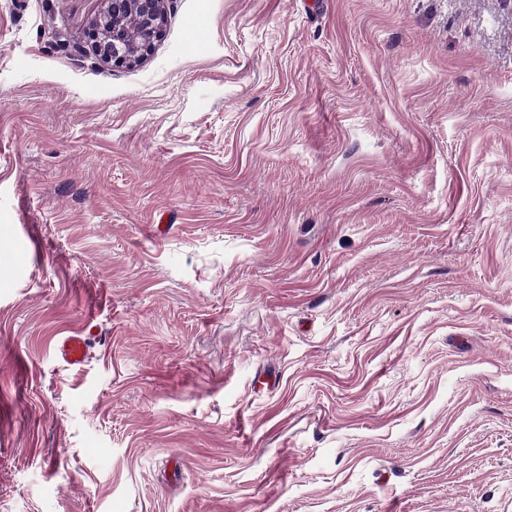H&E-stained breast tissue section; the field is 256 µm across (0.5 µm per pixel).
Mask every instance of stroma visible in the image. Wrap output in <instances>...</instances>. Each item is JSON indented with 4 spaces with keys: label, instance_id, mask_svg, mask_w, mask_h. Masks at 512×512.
<instances>
[{
    "label": "stroma",
    "instance_id": "35a3bbf8",
    "mask_svg": "<svg viewBox=\"0 0 512 512\" xmlns=\"http://www.w3.org/2000/svg\"><path fill=\"white\" fill-rule=\"evenodd\" d=\"M99 8L0 0V512H512V0ZM85 35L92 53L114 68L142 63L163 38L166 0H101ZM118 18L117 24L113 19ZM95 338L96 336H93L91 332L63 336L57 340L55 352L68 366H82L88 359L91 344Z\"/></svg>",
    "mask_w": 512,
    "mask_h": 512
}]
</instances>
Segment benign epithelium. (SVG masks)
<instances>
[{
    "mask_svg": "<svg viewBox=\"0 0 512 512\" xmlns=\"http://www.w3.org/2000/svg\"><path fill=\"white\" fill-rule=\"evenodd\" d=\"M166 0H101L85 35L92 53L114 68L142 63L163 38Z\"/></svg>",
    "mask_w": 512,
    "mask_h": 512,
    "instance_id": "benign-epithelium-1",
    "label": "benign epithelium"
}]
</instances>
